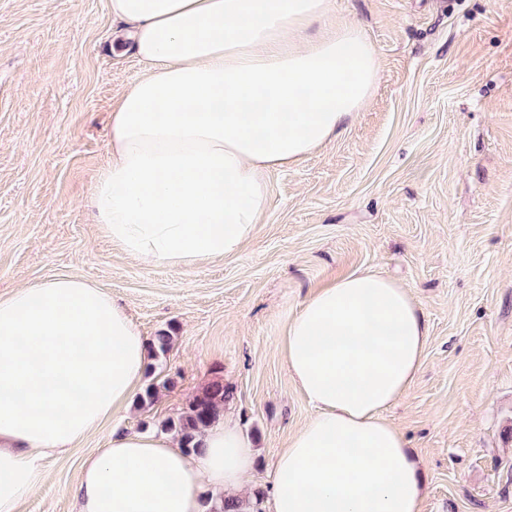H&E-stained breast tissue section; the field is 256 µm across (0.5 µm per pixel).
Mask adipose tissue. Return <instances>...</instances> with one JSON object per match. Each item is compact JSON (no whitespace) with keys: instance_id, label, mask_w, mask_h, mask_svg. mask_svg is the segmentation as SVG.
Listing matches in <instances>:
<instances>
[{"instance_id":"adipose-tissue-1","label":"adipose tissue","mask_w":512,"mask_h":512,"mask_svg":"<svg viewBox=\"0 0 512 512\" xmlns=\"http://www.w3.org/2000/svg\"><path fill=\"white\" fill-rule=\"evenodd\" d=\"M148 72L112 108L111 157L92 193L128 256L178 269L237 255L267 209L268 175L340 135L370 100L376 52L357 24L306 38L332 0H108ZM428 330L413 292L374 272L333 280L279 339L316 409L276 459L269 512H421L419 466L385 415L412 386ZM148 346L125 309L59 277L0 296V512L124 411ZM186 452L166 434L113 431L87 455L77 512H204L243 499L256 453L219 417Z\"/></svg>"}]
</instances>
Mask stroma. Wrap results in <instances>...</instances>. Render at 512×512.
<instances>
[{
    "mask_svg": "<svg viewBox=\"0 0 512 512\" xmlns=\"http://www.w3.org/2000/svg\"><path fill=\"white\" fill-rule=\"evenodd\" d=\"M359 24L379 81L348 129L271 172L269 203L236 256L189 270L127 256L90 206L110 157L113 103L148 69L112 41L107 0H0V294L59 276L123 305L152 358L162 431L213 382L249 436L266 490L290 432L315 413L278 342L301 304L361 271L411 288L428 328L422 369L386 416L420 459L421 512H512V0H333L307 31ZM110 427L51 457L20 512H76L80 463Z\"/></svg>",
    "mask_w": 512,
    "mask_h": 512,
    "instance_id": "obj_1",
    "label": "stroma"
}]
</instances>
